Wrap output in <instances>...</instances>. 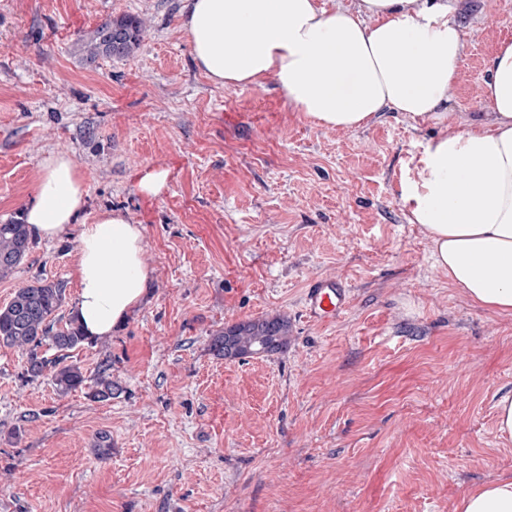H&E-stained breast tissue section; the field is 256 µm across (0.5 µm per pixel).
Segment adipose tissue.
<instances>
[{
    "label": "adipose tissue",
    "instance_id": "adipose-tissue-1",
    "mask_svg": "<svg viewBox=\"0 0 512 512\" xmlns=\"http://www.w3.org/2000/svg\"><path fill=\"white\" fill-rule=\"evenodd\" d=\"M448 0H187L181 27L198 68L221 86L276 82L293 110L357 130L383 112L441 122L418 179L401 196L430 242L435 266L484 308L512 311V42L484 83L485 121L451 126L448 104L465 45ZM75 161L47 156L21 219L35 237H64L85 206ZM143 233L123 212L98 213L80 232L74 307L86 335L106 337L144 300ZM457 512H512V479L465 494Z\"/></svg>",
    "mask_w": 512,
    "mask_h": 512
}]
</instances>
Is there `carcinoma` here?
<instances>
[{
	"instance_id": "1",
	"label": "carcinoma",
	"mask_w": 512,
	"mask_h": 512,
	"mask_svg": "<svg viewBox=\"0 0 512 512\" xmlns=\"http://www.w3.org/2000/svg\"><path fill=\"white\" fill-rule=\"evenodd\" d=\"M147 30L146 20L138 15H122L106 21L79 39L85 64L100 58H125L140 46ZM35 241L29 229L17 218L0 222V280L10 278L28 257ZM65 299V288L59 282L37 278L15 289L11 299L0 306V345L16 348L26 356L24 374L30 380L48 376L59 391L65 393L81 387L84 375L64 357L47 359L40 348L49 341L59 351L82 345L85 334L71 319L55 326V314ZM237 356L271 354L287 343L289 325L281 316L248 320L231 326Z\"/></svg>"
}]
</instances>
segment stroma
<instances>
[{
	"instance_id": "stroma-1",
	"label": "stroma",
	"mask_w": 512,
	"mask_h": 512,
	"mask_svg": "<svg viewBox=\"0 0 512 512\" xmlns=\"http://www.w3.org/2000/svg\"><path fill=\"white\" fill-rule=\"evenodd\" d=\"M465 43L452 122L479 121L512 0H452ZM184 0H0V219L32 199L42 159L70 155L104 208L143 230L148 293L111 337L71 351L85 384L24 378L0 346V512H455L512 478L495 404L512 394V312L469 301L409 223L403 181L440 130L386 112L331 130L274 82L213 84ZM135 13L130 57L82 64L78 39ZM168 173L159 194L138 184ZM79 233L37 240L0 306L41 277L77 296ZM345 281L331 325L307 321L313 277ZM287 317L279 353L215 356L214 334ZM112 399H93L99 377ZM112 439L98 456L97 434Z\"/></svg>"
}]
</instances>
